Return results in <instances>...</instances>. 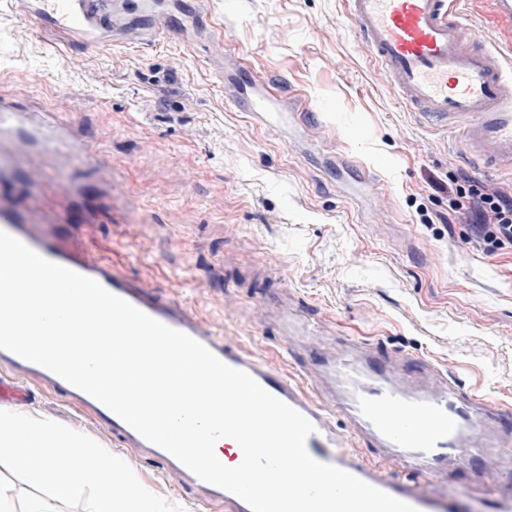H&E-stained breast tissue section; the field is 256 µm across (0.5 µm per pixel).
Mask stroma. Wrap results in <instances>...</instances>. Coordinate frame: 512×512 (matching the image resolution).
Listing matches in <instances>:
<instances>
[{"instance_id":"stroma-1","label":"stroma","mask_w":512,"mask_h":512,"mask_svg":"<svg viewBox=\"0 0 512 512\" xmlns=\"http://www.w3.org/2000/svg\"><path fill=\"white\" fill-rule=\"evenodd\" d=\"M477 41L512 57L492 0H461ZM119 42L62 55L0 0V86L59 113L99 162L0 196L86 243L158 297L189 306L224 338L304 385L328 391L322 365L366 342L394 377L512 406V251L486 254L476 213L448 208L457 179L512 197V168L474 156L462 125L407 111L360 40L345 0H126ZM158 27L152 42L136 35ZM197 29V51L179 35ZM275 98L301 95L302 120L271 130L234 89L255 77ZM122 189L112 199L106 180ZM81 183L93 225L62 198ZM25 410L127 457L121 435L71 397L35 385ZM480 460L421 473L418 488L467 512L512 495V417ZM149 491L185 512H225L175 471L141 457Z\"/></svg>"}]
</instances>
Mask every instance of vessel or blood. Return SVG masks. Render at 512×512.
<instances>
[{
  "label": "vessel or blood",
  "instance_id": "vessel-or-blood-1",
  "mask_svg": "<svg viewBox=\"0 0 512 512\" xmlns=\"http://www.w3.org/2000/svg\"><path fill=\"white\" fill-rule=\"evenodd\" d=\"M361 37L396 95L422 116L439 123H464L465 136L474 152L490 155L500 166H512V77L507 76L498 54L468 36L454 9L455 0H346ZM24 14L34 15L36 30L55 37L59 52L72 53L96 41L99 30L112 24L110 0H29ZM264 78L250 85L246 101L250 112L265 125L284 121L273 111ZM0 174L20 172L28 184H45V171H18L14 153L36 149L53 151L66 144L77 159L94 158L93 148L79 138L75 127L54 113L22 111L15 95L0 88ZM32 214L0 199V230L16 237L35 252L92 278L114 295L128 301L162 324L192 337L226 365L245 371L266 391L282 400L314 426L307 450L316 460L334 465L388 495L414 506L417 512H463L454 501L435 499L407 482L390 476L387 456L410 458L439 465L455 459H476L484 428L499 409L478 394L461 393L454 380H444L435 392H412L388 380L372 359L361 356L334 360L329 372L336 383L335 397L309 392L299 378L274 370L263 360L245 353L224 339L186 306L157 300L141 285L129 281L114 266L98 260L91 250L63 249L29 229ZM0 403L29 398V388L18 382L25 373L54 388L70 385L49 370L0 349ZM83 407L94 411L112 430L123 436L130 452L160 460L184 478L192 473L171 454L147 441L124 420L91 395L76 391ZM346 421L348 435L336 431ZM381 449L369 462L352 459L349 444ZM212 503L229 512H250L238 496L204 484Z\"/></svg>",
  "mask_w": 512,
  "mask_h": 512
}]
</instances>
